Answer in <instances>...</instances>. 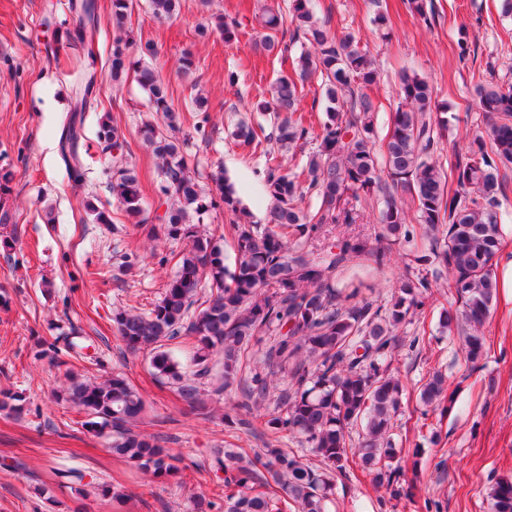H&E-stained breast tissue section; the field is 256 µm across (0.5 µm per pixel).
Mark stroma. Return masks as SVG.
Masks as SVG:
<instances>
[{
    "instance_id": "stroma-1",
    "label": "stroma",
    "mask_w": 512,
    "mask_h": 512,
    "mask_svg": "<svg viewBox=\"0 0 512 512\" xmlns=\"http://www.w3.org/2000/svg\"><path fill=\"white\" fill-rule=\"evenodd\" d=\"M266 0H181L177 18L153 17L148 0H133L127 21L136 40L152 42L146 57L168 84L180 115L177 135L194 176L212 189L210 175L223 168L250 213L252 224L265 226L271 200L264 183L265 158L228 135L238 120L259 123L250 104L267 91L280 69L277 58L260 48L264 31L255 21ZM69 0H0V168L12 170L11 190L0 203L13 224L0 235L16 232L13 250H0V390L13 394L18 412L0 410V512H193L198 499L210 501L208 512H224V475L211 466L214 449L233 446L248 455L267 445L292 448L308 455L288 433H273L267 415L280 412L279 397L289 382L280 374L267 392L263 415L242 414L230 426L222 412L191 410L176 389L159 377L149 358L128 351L112 327L115 310H149L177 271L182 242L167 238L157 226L165 197L162 177L139 130L157 121L148 95L135 81L113 88L108 58L113 30L103 25L95 63L99 112L111 113L127 143L125 158L139 174L143 216L153 232L132 224L113 198L109 184L111 152L93 145L94 161L81 183L68 179L58 153L59 128L68 110L70 77L66 62L55 61V33L65 31ZM433 14L411 13L407 0H311L316 18L329 20L339 35L353 33L372 53L380 73L370 95L378 107L377 135L386 137L390 117L400 102L398 74L416 72L433 86L441 109L451 115L448 139L464 133L487 134V120L478 106L474 83L484 76L512 83V16L503 15L500 0H432ZM388 16L377 27L376 10ZM213 13L244 17L237 39L225 43L214 31L198 27ZM466 39L460 51L458 39ZM191 53L197 68L183 76L179 60ZM238 74L235 85L224 78ZM208 98L207 136L194 130L200 114L191 102L192 87ZM99 112L86 115L88 137H95ZM106 210L109 223H95L85 202ZM380 201L355 203V221L329 224L309 244L318 257L350 237L374 239ZM54 223H47L46 212ZM414 245L383 271L352 261L342 281L360 283L373 301L387 300ZM457 296L447 280L432 288L424 315L404 328L405 336L424 333L414 349L395 352L391 369L408 387L395 420L394 441L404 451L420 449L417 465H406L410 498L379 502L372 476L354 466L349 481L337 482L327 512H488V491L495 480L512 477V294L498 290L486 321V353L469 363L456 332L442 329V312L456 308ZM84 337L87 351L75 359L39 357L43 340ZM442 370L455 393L453 411L424 413L418 390L433 370ZM75 374L102 381L122 375L146 402L140 431L157 437L178 458L179 479H152L113 456L107 437L84 426L86 416L56 401L54 392ZM83 472L79 488L54 478L57 469Z\"/></svg>"
}]
</instances>
